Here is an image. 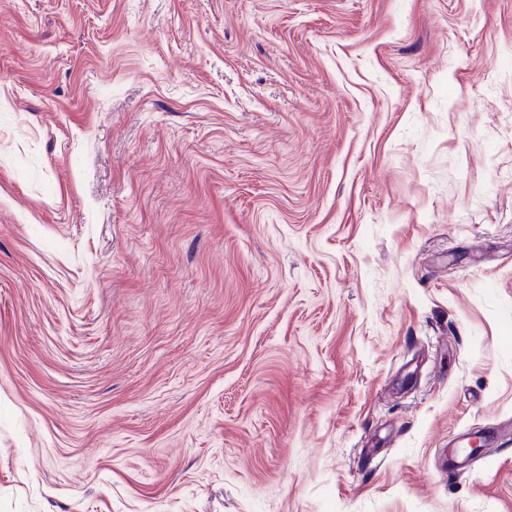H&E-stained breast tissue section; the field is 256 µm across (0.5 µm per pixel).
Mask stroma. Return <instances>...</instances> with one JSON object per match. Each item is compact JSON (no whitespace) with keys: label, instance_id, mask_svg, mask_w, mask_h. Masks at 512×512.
Segmentation results:
<instances>
[{"label":"stroma","instance_id":"stroma-1","mask_svg":"<svg viewBox=\"0 0 512 512\" xmlns=\"http://www.w3.org/2000/svg\"><path fill=\"white\" fill-rule=\"evenodd\" d=\"M512 0H0V512H512Z\"/></svg>","mask_w":512,"mask_h":512}]
</instances>
